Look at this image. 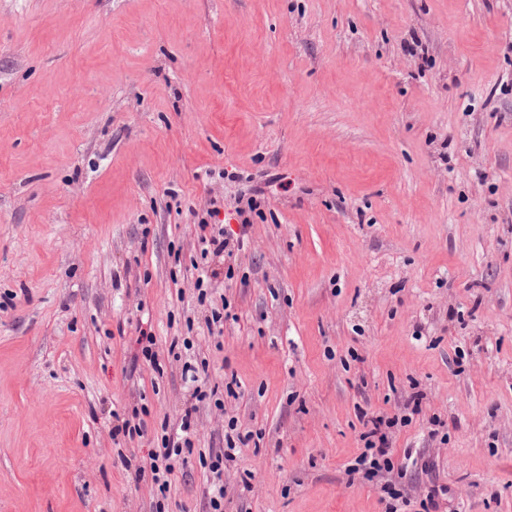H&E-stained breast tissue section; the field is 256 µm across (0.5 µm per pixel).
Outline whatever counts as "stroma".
<instances>
[{
	"instance_id": "obj_1",
	"label": "stroma",
	"mask_w": 512,
	"mask_h": 512,
	"mask_svg": "<svg viewBox=\"0 0 512 512\" xmlns=\"http://www.w3.org/2000/svg\"><path fill=\"white\" fill-rule=\"evenodd\" d=\"M257 188L248 246L201 257L198 214ZM189 407L162 493L139 469ZM217 483L226 512H512V0H0V512ZM398 418H384L372 416L368 420L371 424L369 431L363 435L365 451L361 454L357 464L369 467V470L389 468L391 464V448L389 446L388 433L385 428H391L398 424ZM228 427L233 434L225 435L226 446L224 448V454L215 455L211 458L209 464L204 463V465H208L210 472L217 477H219L223 471L224 459L230 460L232 458L233 452L238 447L237 443L244 444L246 440L249 439V434L243 435L237 431V425L234 423V420L229 421Z\"/></svg>"
}]
</instances>
